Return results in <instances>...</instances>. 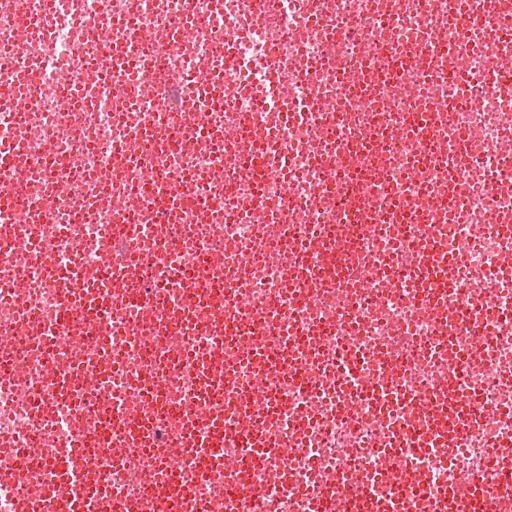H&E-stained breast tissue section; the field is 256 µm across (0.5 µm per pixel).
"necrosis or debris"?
<instances>
[{
	"label": "necrosis or debris",
	"mask_w": 512,
	"mask_h": 512,
	"mask_svg": "<svg viewBox=\"0 0 512 512\" xmlns=\"http://www.w3.org/2000/svg\"><path fill=\"white\" fill-rule=\"evenodd\" d=\"M252 2L197 0L206 25L176 38L169 25L182 0H0V153L25 145L10 182L29 204L58 213L40 228L46 260L77 265V291L108 276L142 296L108 319L69 320L43 266L11 244L28 232L26 211L0 216V358L12 364L0 381V488L21 477L29 484L0 512H45L39 475L21 470L17 448L49 462L102 442L91 487L152 512V473L180 459L189 432L218 414L238 431L225 434L209 477L193 485L210 512H312L339 481L348 492L333 512H370V499L399 494L407 512H438L468 480L495 512H512V470L491 460L495 442L512 436V281L494 278L512 201L487 187L491 177L512 183V166L498 163L512 157V64L495 48L466 47L450 0H268L260 15ZM47 12L54 34H29ZM105 33L128 61L105 62ZM74 44L81 51L72 55ZM231 46L248 73L225 69ZM419 50L420 76L408 72ZM34 58L55 66L26 70ZM269 68L288 82L269 87L268 99L293 100L291 111L256 109L244 94ZM198 73L223 87L222 105H173L178 77ZM107 76L118 96L98 95ZM482 79L496 90L473 97L469 83ZM240 112L250 115L243 132L232 121ZM199 128L214 145L197 144ZM460 143L472 161L448 170L446 154ZM260 155L268 165L257 173L249 163ZM331 163L349 195L328 189ZM150 177L197 190L164 214L146 195ZM222 177L233 179L232 197L221 195ZM259 193L272 204L261 218L250 211ZM117 223L130 252L152 262L113 273L106 233ZM168 223L183 225L185 246L159 255L156 236ZM417 223L438 228L437 260L453 252L462 263L446 301L419 283L428 258ZM175 301L205 314L209 335L224 340L227 383L259 406L277 394L275 410L243 408L218 388L204 405L170 413L145 394L149 383L182 402L197 388L175 365L197 320H166L161 308ZM51 324L53 340L36 346ZM279 326L304 342V387L242 360L255 346L280 345ZM75 368L85 371L81 400L37 401ZM112 397L121 414L108 422L99 409ZM443 407L467 431L420 447ZM252 430L275 449L243 473L237 434ZM242 480L258 491L239 501Z\"/></svg>",
	"instance_id": "4bbe7bcc"
}]
</instances>
